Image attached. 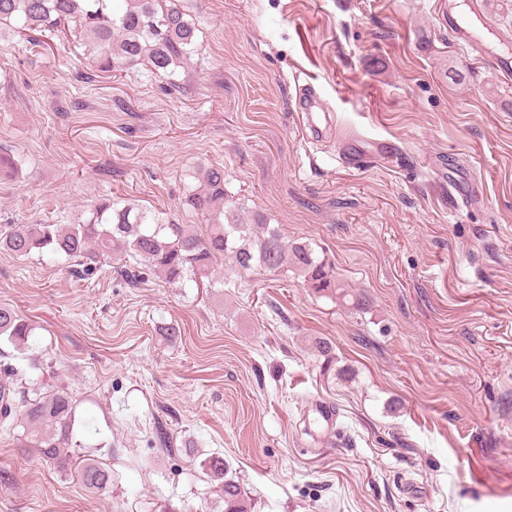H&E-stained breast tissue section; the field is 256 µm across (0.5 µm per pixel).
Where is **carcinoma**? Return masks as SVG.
<instances>
[{
  "mask_svg": "<svg viewBox=\"0 0 512 512\" xmlns=\"http://www.w3.org/2000/svg\"><path fill=\"white\" fill-rule=\"evenodd\" d=\"M67 22L92 45L94 63L102 73L124 72L139 64L173 75L196 51L200 28L178 0H0V28L20 32L53 31ZM224 169L203 170L199 185L185 204L206 219L205 230L173 224L163 213L104 197L90 205L89 216L75 224H8L0 229V250L16 257L47 252L88 270L102 257L129 256L165 275L172 283L189 274L209 279L215 263L270 271L292 270L317 292L339 295L361 308V293L336 287L330 264L306 242H288L272 224H245L224 210ZM32 326L11 307L0 306V340L19 348L35 335ZM0 380V424L22 428L21 440L63 470L75 473L90 493L104 490L110 476L89 455L73 463L69 451L76 407L63 388L40 390L15 398L12 378ZM204 473L219 482L224 512H247L238 482L226 477L219 457L200 462Z\"/></svg>",
  "mask_w": 512,
  "mask_h": 512,
  "instance_id": "carcinoma-1",
  "label": "carcinoma"
}]
</instances>
